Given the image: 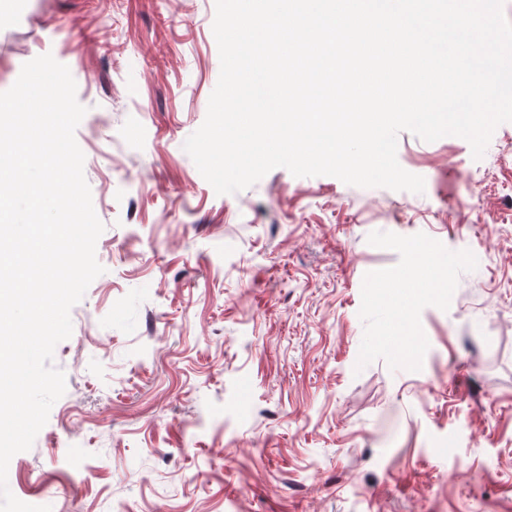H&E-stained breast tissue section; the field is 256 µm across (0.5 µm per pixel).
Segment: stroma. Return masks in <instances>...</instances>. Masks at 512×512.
I'll list each match as a JSON object with an SVG mask.
<instances>
[{"instance_id": "obj_1", "label": "stroma", "mask_w": 512, "mask_h": 512, "mask_svg": "<svg viewBox=\"0 0 512 512\" xmlns=\"http://www.w3.org/2000/svg\"><path fill=\"white\" fill-rule=\"evenodd\" d=\"M215 0H0V92L68 66L104 272L53 366L66 392L9 471L54 512H512V122L481 159L398 136L423 193L276 168L219 195L183 144L220 74ZM495 225L487 235L486 225ZM374 231L470 250L420 371L356 370ZM81 448L87 478L67 459Z\"/></svg>"}]
</instances>
